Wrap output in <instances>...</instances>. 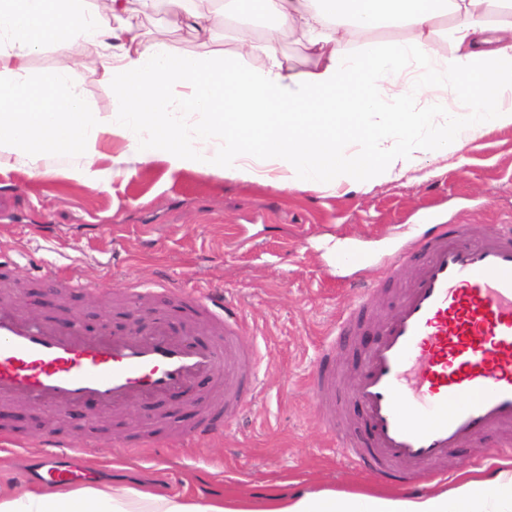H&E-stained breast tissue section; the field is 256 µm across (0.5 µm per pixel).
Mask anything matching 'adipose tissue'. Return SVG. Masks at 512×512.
Wrapping results in <instances>:
<instances>
[{
    "mask_svg": "<svg viewBox=\"0 0 512 512\" xmlns=\"http://www.w3.org/2000/svg\"><path fill=\"white\" fill-rule=\"evenodd\" d=\"M0 0V154L70 153L78 175L106 185L97 163L103 137L126 139L144 162L173 169L219 165L246 183L285 189H369L453 155L478 132L512 126V0H251L275 30L238 33L234 49L176 55L136 32L153 0ZM167 0L202 44L211 18L241 0ZM288 29L304 50L299 69L277 48ZM389 29L404 30L393 41ZM446 31L453 50L441 56ZM52 47L95 57L115 109L133 131L91 112L67 75L27 76L32 53ZM260 56L261 66L250 63ZM443 91L442 117L424 109ZM200 114L193 132L184 117ZM0 512H512V470L462 471L452 487L424 494H339L297 489L253 502L162 495L141 487L21 488L0 495Z\"/></svg>",
    "mask_w": 512,
    "mask_h": 512,
    "instance_id": "obj_1",
    "label": "adipose tissue"
}]
</instances>
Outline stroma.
Wrapping results in <instances>:
<instances>
[{"instance_id": "35a3bbf8", "label": "stroma", "mask_w": 512, "mask_h": 512, "mask_svg": "<svg viewBox=\"0 0 512 512\" xmlns=\"http://www.w3.org/2000/svg\"><path fill=\"white\" fill-rule=\"evenodd\" d=\"M140 34L181 54L202 50L173 17H150ZM28 67L44 81L71 74L85 103L112 118V84L97 65L47 47L30 56ZM101 150L115 159L105 190L78 176L80 161L70 155L0 156V262L26 288V303L52 288L46 271L69 266L82 268L87 284L67 289V305L88 317L123 289L162 277L220 289L225 304L245 317L240 343L257 352L262 378L259 393L222 436L186 448L146 446L137 407L104 418L96 433L58 421L89 465L101 468L102 481L134 478L159 493L253 499L302 486L352 494L409 491L407 483L349 465L339 451L363 435L364 414L350 396L366 349L360 338L390 316L411 281L414 260L394 280L386 277L385 260L423 225L470 224L491 234L512 224V127L484 130L460 154L366 191L243 183L218 166L173 171L163 162H140L119 138L103 140ZM356 253L365 263L344 262ZM367 287L371 314L360 330L337 339L329 362L339 373L330 433L309 377L336 320ZM24 439L25 447L0 449V493L24 487L22 468L43 453L40 434ZM495 442L490 436L455 451L442 487L465 469L491 475L512 468V459L486 456ZM128 443L138 446L135 458L124 455Z\"/></svg>"}]
</instances>
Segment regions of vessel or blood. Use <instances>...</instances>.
Returning <instances> with one entry per match:
<instances>
[{"instance_id":"obj_1","label":"vessel or blood","mask_w":512,"mask_h":512,"mask_svg":"<svg viewBox=\"0 0 512 512\" xmlns=\"http://www.w3.org/2000/svg\"><path fill=\"white\" fill-rule=\"evenodd\" d=\"M414 248L418 271L364 353L352 386L368 437L343 449L352 465L420 484L441 477L455 449L488 435L499 436L502 451L512 450V225L479 235L468 224H430ZM155 291L171 305L132 335L91 334L0 305V397H20L61 417L90 402L101 414L138 406L156 431L164 426L157 401L205 386L222 399L223 422L202 413L192 428L167 432L162 444L180 448L219 434L259 388L256 372L240 360L244 321L218 292L173 282ZM370 306L362 296L338 319L337 335L357 327ZM188 311L210 325V344L170 330V315ZM311 390L316 399H332L335 370L319 368ZM44 446L32 478L68 485L88 479L89 468L62 452L59 440L45 436Z\"/></svg>"}]
</instances>
